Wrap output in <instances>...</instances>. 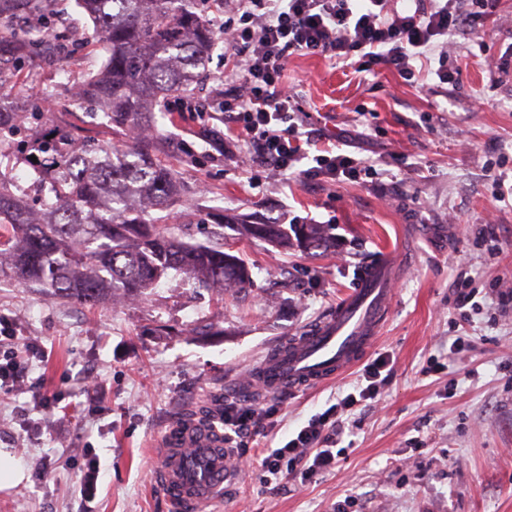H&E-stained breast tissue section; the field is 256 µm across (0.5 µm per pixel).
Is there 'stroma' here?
Instances as JSON below:
<instances>
[{
  "instance_id": "35a3bbf8",
  "label": "stroma",
  "mask_w": 512,
  "mask_h": 512,
  "mask_svg": "<svg viewBox=\"0 0 512 512\" xmlns=\"http://www.w3.org/2000/svg\"><path fill=\"white\" fill-rule=\"evenodd\" d=\"M26 12L53 14L57 31L81 49L31 60L26 78L36 95L7 91L0 101L26 112L30 134L73 125L111 143L96 108L70 102L71 80L97 73L108 55L89 16L78 0H29ZM448 64L459 71L456 83H440L425 65L407 81L387 69L372 75L324 57L291 58L284 80L306 110L331 114L327 133L368 130L357 154L376 161L379 177L366 184L283 182L256 167L249 149L220 156L195 115L168 113L160 159L183 185L186 206L156 213L158 223L202 243L212 242L218 213L332 224L336 248L316 257L225 229V251L252 273L247 293L166 282L132 305L90 306L44 298L1 276L0 318L42 360L26 390L0 394V450L27 465L20 483L0 489V512H169L152 483L154 444L208 393L273 406L275 433L244 445L275 448L352 392L381 355L395 358L394 371L377 401L345 421L333 469L275 487L253 462L209 512H336L341 504L347 512H512V311L494 316L492 304L498 286H512V203L496 200L486 175L495 161L512 171V0H496L479 27L450 35ZM385 243L410 261L399 268L390 313L362 364L278 401L236 397L249 362L325 317ZM467 284L479 295L465 321L452 303ZM459 336L470 348L449 353ZM88 371L101 383L91 394L80 383ZM43 392L56 395L55 406L39 407ZM25 414L61 429L23 434ZM85 448L101 468L88 505Z\"/></svg>"
}]
</instances>
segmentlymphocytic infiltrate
Returning <instances> with one entry per match:
<instances>
[{"instance_id":"lymphocytic-infiltrate-1","label":"lymphocytic infiltrate","mask_w":512,"mask_h":512,"mask_svg":"<svg viewBox=\"0 0 512 512\" xmlns=\"http://www.w3.org/2000/svg\"><path fill=\"white\" fill-rule=\"evenodd\" d=\"M225 0L224 88L216 108L201 121L222 119L229 137L223 154L234 157L241 145L256 164L283 176L321 178L333 183L376 176L365 159L332 149L317 150L324 132L296 102L284 73L294 56L324 57L363 72L385 68L411 75L414 60L447 41L450 33L480 25L492 0ZM42 356L34 346L19 347L12 331H0V392L24 389ZM394 368L387 356L365 369L364 383L311 419L282 446L263 452L261 464L275 485L309 481L332 468L339 452L336 428L344 416L376 399L383 371ZM275 423L262 407L224 408V441L269 435Z\"/></svg>"}]
</instances>
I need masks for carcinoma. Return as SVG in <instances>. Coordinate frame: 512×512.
Instances as JSON below:
<instances>
[{
	"mask_svg": "<svg viewBox=\"0 0 512 512\" xmlns=\"http://www.w3.org/2000/svg\"><path fill=\"white\" fill-rule=\"evenodd\" d=\"M200 2L81 0L109 53L101 74L83 82L72 104L98 107L101 122L131 143L80 142L69 126L56 128L50 139L17 141L14 112L0 108V143L16 144L17 160L48 176L52 193L33 220L23 185L0 176V274L82 304L141 298L176 277L205 289L250 286L240 257L154 223L151 211L182 202L177 179L148 136L131 137L136 130H156L165 117L156 107L174 93L193 95L207 68L218 38ZM43 48L31 37L7 45L0 40V77L21 74ZM235 230L310 254L336 246L323 224L241 223Z\"/></svg>",
	"mask_w": 512,
	"mask_h": 512,
	"instance_id": "obj_1",
	"label": "carcinoma"
}]
</instances>
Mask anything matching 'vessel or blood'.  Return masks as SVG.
Returning a JSON list of instances; mask_svg holds the SVG:
<instances>
[{"mask_svg":"<svg viewBox=\"0 0 512 512\" xmlns=\"http://www.w3.org/2000/svg\"><path fill=\"white\" fill-rule=\"evenodd\" d=\"M394 265V255L382 249L362 268L356 288L307 335L294 337L251 365L237 393H294L334 379L357 362L387 317ZM221 415L216 405L211 416L182 417L159 439L154 484L172 512H203L231 477L232 454L224 446Z\"/></svg>","mask_w":512,"mask_h":512,"instance_id":"vessel-or-blood-1","label":"vessel or blood"}]
</instances>
